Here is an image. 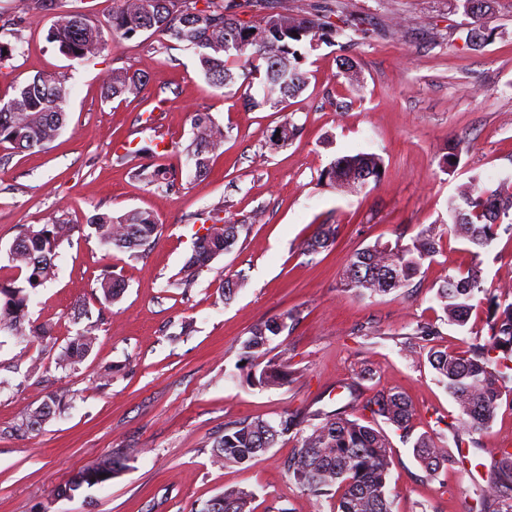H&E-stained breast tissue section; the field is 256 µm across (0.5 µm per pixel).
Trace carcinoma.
<instances>
[{"mask_svg":"<svg viewBox=\"0 0 512 512\" xmlns=\"http://www.w3.org/2000/svg\"><path fill=\"white\" fill-rule=\"evenodd\" d=\"M109 23L112 33L125 39L150 31L161 38L183 44L194 51L200 71L206 80L219 88H230L247 76L262 84V98L244 94V104L255 108L278 107L290 97L298 96L307 86V74L301 64L305 52L330 44L342 30L326 14L295 15L277 12L250 23L231 13L230 0H117ZM464 13L474 20L469 42L479 46L488 41L486 16L493 0L475 9L479 0H457ZM47 40L68 58L86 61L93 46L104 48L99 25L83 15L60 17L49 28ZM140 81L133 82L129 70L115 68L109 75L103 98L111 101L147 86L146 73L138 72ZM70 90L65 81L51 76L44 80L38 74L15 87L8 102L0 105V143L9 142L20 149L43 147L55 140L65 127L68 114L64 109ZM280 134L271 136L270 147L280 148L293 140L299 126L288 119L278 126ZM194 137L186 148L194 160L195 175L210 171L212 154L224 142V133L216 127L207 112H199L194 120ZM383 159L374 153L344 155L334 160L320 174V179L336 188L360 191L369 181H379ZM137 175L159 188H171L176 171L156 166L140 167ZM452 231L467 243L484 248L497 236L501 224L512 227V192L503 187L490 188L480 177H471L459 195L450 201ZM88 226L106 245L138 256L155 243L159 224L146 210L132 209L119 215L97 212L87 220ZM74 226L58 219L37 226L21 228L9 250V259L22 282L0 280V331H8L30 341H43L52 335L47 326L29 323L28 302L32 294L55 275V259L59 246L69 240ZM247 224L216 223L196 231L193 252L185 271L194 273L216 257L227 253L237 243ZM340 232L338 224H321L304 242V251L317 254L332 248ZM442 229L434 224H420L407 244L377 239L354 253L342 272V286L357 296L373 297L404 290L420 274L425 262L438 253ZM124 284L111 270L105 269L97 279V289L104 302L120 300ZM435 299L443 321L463 326L474 303L486 305L487 335L477 336L461 353L426 348L430 337L439 333L435 323H420L401 342L402 350L416 357L427 350L426 358L437 374V381L452 397L457 414L445 427L470 437V446H457L451 453L438 430L413 436L416 414L403 392L384 387L370 397L364 408L371 420L361 423L344 410L317 411L299 416L288 411L275 423L263 419L240 422L224 431L212 447V462L219 465L243 463L259 452L274 447L279 438L291 435L295 450L288 461L289 479L316 495L339 494L336 512H392L387 488L391 464V442L383 429L391 425L399 431L402 442H412L413 454L425 473L437 474L441 469L472 465L477 451L491 458V482L476 490L469 512H512V448H483L482 438L494 423L503 395L512 393V301L500 288L483 286L481 271L474 266L460 275H449L438 286ZM298 316L290 311L265 320L240 342V369L247 370L251 383L261 388L284 387L294 381L286 353L271 358L272 339L290 332ZM95 342L90 329L71 337L59 357L67 367L82 362ZM127 456H112L79 470L56 489L59 498H72L84 488L105 484L127 468ZM253 494L240 489L226 490L210 500L200 512H252Z\"/></svg>","mask_w":512,"mask_h":512,"instance_id":"1","label":"carcinoma"}]
</instances>
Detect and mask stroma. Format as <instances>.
<instances>
[{"mask_svg":"<svg viewBox=\"0 0 512 512\" xmlns=\"http://www.w3.org/2000/svg\"><path fill=\"white\" fill-rule=\"evenodd\" d=\"M280 8L334 11L351 24L335 44L308 53L305 90L278 108L250 109L235 92L211 86L191 50L141 34L123 40L105 33L91 62L62 55L46 39L56 14L80 12L107 22L112 0H57L26 17L12 58L0 63V98L37 74L61 75L71 93L69 119L43 148L0 144V279L16 277L8 252L21 225L60 218L77 227L55 259L56 275L32 295L31 322L52 337L27 343L0 331V512H200L227 489L254 495V512H333L335 496L316 497L289 480L286 463L296 441L243 464L210 461L225 427L283 412L330 411L384 387L402 390L416 412V430L454 414L448 392L426 358L400 349L419 323H439L432 345L466 350L486 335L483 307L465 327L440 323L434 295L445 276L478 266L484 285L512 281V229L500 227L486 248L472 251L444 236L408 293L361 298L340 285L347 258L375 240H409L420 224L449 223L448 203L480 175L488 184L512 177V0H496L495 34L481 47L466 39L468 19L454 0H279ZM359 65L349 86L343 59ZM144 72L139 94L105 101L112 69ZM210 113L224 131L207 176L187 162L194 116ZM298 135L279 149L270 135L286 118ZM165 143L155 164L176 169L163 190L139 179L137 148ZM461 152L443 158L449 142ZM133 154L125 163L117 155ZM359 152L383 157L379 182L349 193L319 180L336 158ZM249 225L233 250L184 281L194 233L213 209ZM152 212L160 233L143 257L102 245L88 226L99 211ZM320 224L340 225L332 250L304 253ZM112 269L126 285L117 303L96 298V280ZM246 283L225 301V280ZM298 324L284 345L298 374L288 386L262 389L236 367L240 340L283 312ZM96 323L89 356L61 367L71 336ZM373 335L361 336L359 326ZM111 371L109 382L100 375ZM65 406L32 429L26 418L50 399ZM392 512H467L484 473L459 468L427 476L409 445L392 436ZM138 454L104 485L74 498L56 488L106 455Z\"/></svg>","mask_w":512,"mask_h":512,"instance_id":"obj_1","label":"stroma"}]
</instances>
